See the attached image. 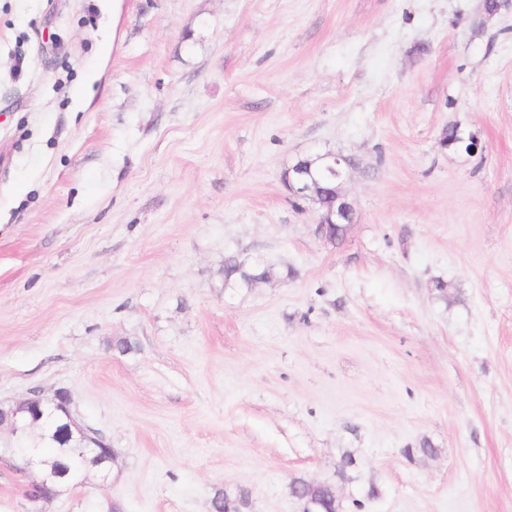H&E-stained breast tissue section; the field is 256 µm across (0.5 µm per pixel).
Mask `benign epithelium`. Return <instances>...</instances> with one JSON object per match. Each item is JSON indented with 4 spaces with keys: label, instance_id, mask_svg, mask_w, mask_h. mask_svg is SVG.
<instances>
[{
    "label": "benign epithelium",
    "instance_id": "obj_1",
    "mask_svg": "<svg viewBox=\"0 0 512 512\" xmlns=\"http://www.w3.org/2000/svg\"><path fill=\"white\" fill-rule=\"evenodd\" d=\"M325 169L332 177V191L335 194V206L327 214H317L318 233L327 236V233L337 224H350L353 221L355 209L352 201L344 191V185L349 180L351 172L355 169L354 163L349 157L330 152L324 156ZM288 190L291 194L311 204L315 203L319 189V181L311 170L306 167L294 169V173L288 175ZM71 394L66 390H58L51 397L44 398L34 395L25 400L17 401L12 405L0 407V426L8 429L14 439L27 434L31 423L27 419L31 407L49 417L57 411L66 415L65 423L68 431H76L80 434L81 448L104 463L113 462V452L109 444L98 433L84 428L76 421L69 410L68 404Z\"/></svg>",
    "mask_w": 512,
    "mask_h": 512
}]
</instances>
